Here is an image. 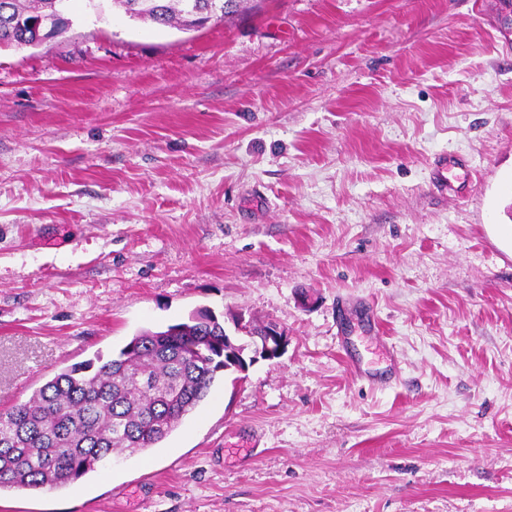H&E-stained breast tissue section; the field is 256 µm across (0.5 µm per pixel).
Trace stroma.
I'll return each instance as SVG.
<instances>
[{
	"label": "stroma",
	"instance_id": "stroma-1",
	"mask_svg": "<svg viewBox=\"0 0 512 512\" xmlns=\"http://www.w3.org/2000/svg\"><path fill=\"white\" fill-rule=\"evenodd\" d=\"M71 20L0 49V410L200 307L288 346L0 512H512V0Z\"/></svg>",
	"mask_w": 512,
	"mask_h": 512
}]
</instances>
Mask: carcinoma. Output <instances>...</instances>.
<instances>
[{
  "label": "carcinoma",
  "mask_w": 512,
  "mask_h": 512,
  "mask_svg": "<svg viewBox=\"0 0 512 512\" xmlns=\"http://www.w3.org/2000/svg\"><path fill=\"white\" fill-rule=\"evenodd\" d=\"M73 0H0V48L42 43L33 15ZM131 19L185 28L243 0H112ZM224 325L207 308L162 331L146 330L119 353L64 368L30 398L0 412V490L60 489L126 451L163 441L224 373Z\"/></svg>",
  "instance_id": "carcinoma-1"
}]
</instances>
